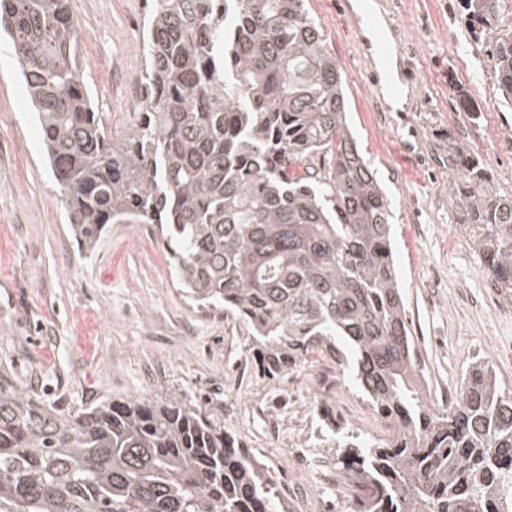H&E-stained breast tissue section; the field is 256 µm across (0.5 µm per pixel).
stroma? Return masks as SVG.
Instances as JSON below:
<instances>
[{
  "mask_svg": "<svg viewBox=\"0 0 512 512\" xmlns=\"http://www.w3.org/2000/svg\"><path fill=\"white\" fill-rule=\"evenodd\" d=\"M351 0H308L346 80L348 122L392 211L406 310L426 365L429 398L448 402L468 365L489 361L512 392V299L488 282L462 226L448 149L482 161L512 196V110L492 77L491 40L460 0H383L393 47L413 77L393 112L370 79L371 42ZM96 110L112 133L140 120L145 0H70ZM37 125L0 40V366L62 409L130 394L222 404L224 429L243 441L292 512H351L354 487L321 442L316 400L337 404L348 428L386 427L337 364L276 379L248 352V328L192 307L152 224H112L78 248Z\"/></svg>",
  "mask_w": 512,
  "mask_h": 512,
  "instance_id": "stroma-1",
  "label": "stroma"
}]
</instances>
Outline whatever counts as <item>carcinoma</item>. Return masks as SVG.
<instances>
[{
    "label": "carcinoma",
    "instance_id": "obj_1",
    "mask_svg": "<svg viewBox=\"0 0 512 512\" xmlns=\"http://www.w3.org/2000/svg\"><path fill=\"white\" fill-rule=\"evenodd\" d=\"M143 119L101 122L69 0H0V32L38 114L77 244L154 224L181 291L249 330L271 378L315 354L340 365L383 437L324 420L357 489L354 512H512V394L471 363L428 400L406 318L391 211L347 120L336 59L305 0H145ZM491 35L512 107V0H462ZM327 157L326 170L308 165ZM470 246L512 299V197L450 149ZM0 512H291L224 405L144 394L49 408L0 370Z\"/></svg>",
    "mask_w": 512,
    "mask_h": 512
}]
</instances>
